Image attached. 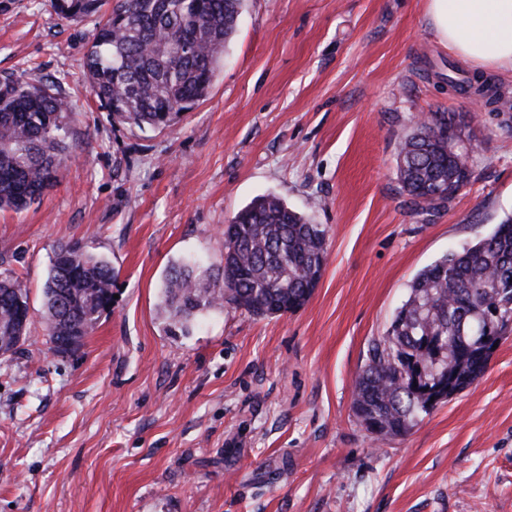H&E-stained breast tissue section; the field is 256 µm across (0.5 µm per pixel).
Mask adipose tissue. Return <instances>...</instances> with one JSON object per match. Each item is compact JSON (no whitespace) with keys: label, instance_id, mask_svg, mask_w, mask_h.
Masks as SVG:
<instances>
[{"label":"adipose tissue","instance_id":"1","mask_svg":"<svg viewBox=\"0 0 512 512\" xmlns=\"http://www.w3.org/2000/svg\"><path fill=\"white\" fill-rule=\"evenodd\" d=\"M427 13L462 63L512 71V0H427Z\"/></svg>","mask_w":512,"mask_h":512}]
</instances>
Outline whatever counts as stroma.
Here are the masks:
<instances>
[{"instance_id":"1","label":"stroma","mask_w":512,"mask_h":512,"mask_svg":"<svg viewBox=\"0 0 512 512\" xmlns=\"http://www.w3.org/2000/svg\"><path fill=\"white\" fill-rule=\"evenodd\" d=\"M95 26L0 0V81L57 80L73 102L59 183L0 212V278L23 280L32 316L0 362V512H512V332L404 436L375 440L351 410L418 271L512 214V73L476 78L426 0H246L206 98L141 129L89 89ZM433 112L463 120L472 177L421 209L396 159ZM267 193L328 230L312 297L171 332L168 268L218 266L225 222ZM74 241L111 262L116 298L62 355L42 289Z\"/></svg>"}]
</instances>
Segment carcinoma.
<instances>
[{
    "instance_id": "1",
    "label": "carcinoma",
    "mask_w": 512,
    "mask_h": 512,
    "mask_svg": "<svg viewBox=\"0 0 512 512\" xmlns=\"http://www.w3.org/2000/svg\"><path fill=\"white\" fill-rule=\"evenodd\" d=\"M245 0H50L67 22L97 17L85 54L90 88L112 118L165 129L203 100L237 31ZM67 96L41 80L0 83V211L20 212L54 187L72 147ZM463 125L436 112L400 143L401 189L416 206L453 199L471 177ZM328 230L275 195L254 199L224 226L217 268L179 264L162 303L182 331L199 313L230 303L257 317L300 309L327 259ZM46 335L77 343L112 305V266L77 243L57 246L43 287ZM20 277L0 280V358L27 340ZM512 325V216L488 235L421 270L385 333L372 340L352 403L381 440L403 436L485 373Z\"/></svg>"
}]
</instances>
